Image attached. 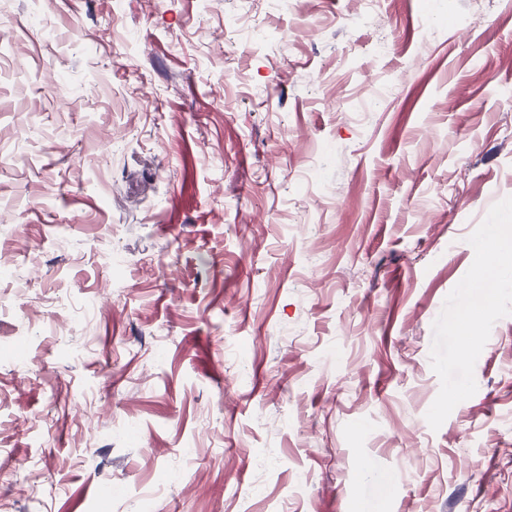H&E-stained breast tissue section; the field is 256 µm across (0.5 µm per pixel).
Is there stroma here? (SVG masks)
Masks as SVG:
<instances>
[{"label": "stroma", "mask_w": 512, "mask_h": 512, "mask_svg": "<svg viewBox=\"0 0 512 512\" xmlns=\"http://www.w3.org/2000/svg\"><path fill=\"white\" fill-rule=\"evenodd\" d=\"M362 9L0 0V512H512V0Z\"/></svg>", "instance_id": "1"}]
</instances>
